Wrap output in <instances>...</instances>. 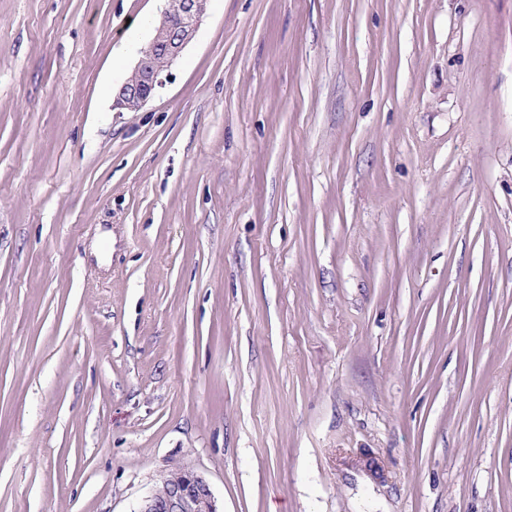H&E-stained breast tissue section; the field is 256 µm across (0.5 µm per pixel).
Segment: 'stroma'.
<instances>
[{
    "label": "stroma",
    "mask_w": 512,
    "mask_h": 512,
    "mask_svg": "<svg viewBox=\"0 0 512 512\" xmlns=\"http://www.w3.org/2000/svg\"><path fill=\"white\" fill-rule=\"evenodd\" d=\"M0 0V512H512V0ZM165 2V8L153 23L148 45L141 48L129 76L113 94V110L137 112L154 96L156 89L163 86L172 65L194 39L209 0ZM137 512H222L206 477L184 465L177 476L168 472Z\"/></svg>",
    "instance_id": "stroma-1"
}]
</instances>
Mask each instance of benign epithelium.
Returning a JSON list of instances; mask_svg holds the SVG:
<instances>
[{
	"mask_svg": "<svg viewBox=\"0 0 512 512\" xmlns=\"http://www.w3.org/2000/svg\"><path fill=\"white\" fill-rule=\"evenodd\" d=\"M209 0H166L153 23L151 39L141 48L129 76L116 88L112 109L139 111L163 86L172 65L194 39ZM138 512H220L206 477L185 465L178 475L165 474Z\"/></svg>",
	"mask_w": 512,
	"mask_h": 512,
	"instance_id": "obj_1",
	"label": "benign epithelium"
}]
</instances>
